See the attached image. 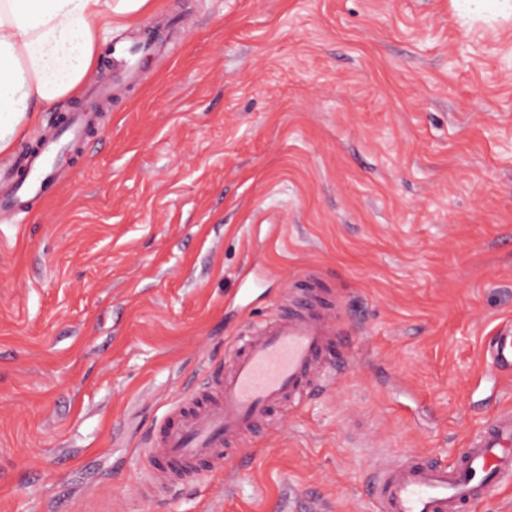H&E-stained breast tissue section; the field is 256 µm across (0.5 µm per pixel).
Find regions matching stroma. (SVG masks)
<instances>
[{
	"instance_id": "1",
	"label": "stroma",
	"mask_w": 512,
	"mask_h": 512,
	"mask_svg": "<svg viewBox=\"0 0 512 512\" xmlns=\"http://www.w3.org/2000/svg\"><path fill=\"white\" fill-rule=\"evenodd\" d=\"M148 20L135 74L94 67L98 136L0 214V512H377L380 459L452 463L512 409V0H154L112 35ZM307 272L335 383L141 497L137 445ZM489 366L501 374L512 372V325L501 326L489 345L486 352Z\"/></svg>"
}]
</instances>
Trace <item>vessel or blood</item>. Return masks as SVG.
<instances>
[{"mask_svg":"<svg viewBox=\"0 0 512 512\" xmlns=\"http://www.w3.org/2000/svg\"><path fill=\"white\" fill-rule=\"evenodd\" d=\"M154 47L149 39L138 49L116 40L108 54L132 72ZM93 122L92 112L75 109L56 133L25 149L17 162L28 175L0 191V210L13 208L23 197L31 202L44 198L55 185L60 158L90 144ZM287 301L285 311L251 323L235 337L223 364L170 406L147 442L149 478L140 485L142 496L162 497L171 486L193 482L202 467H223L248 433L275 423L284 408L302 404L313 384L334 379L347 338L325 290L318 280H296ZM486 357L492 370L512 372L511 324L497 330ZM506 482H512V412L489 420L453 464L415 458L382 463L367 490L379 512H473Z\"/></svg>","mask_w":512,"mask_h":512,"instance_id":"vessel-or-blood-1","label":"vessel or blood"}]
</instances>
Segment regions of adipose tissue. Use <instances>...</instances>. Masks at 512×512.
Here are the masks:
<instances>
[{
    "label": "adipose tissue",
    "instance_id": "ef3b65f1",
    "mask_svg": "<svg viewBox=\"0 0 512 512\" xmlns=\"http://www.w3.org/2000/svg\"><path fill=\"white\" fill-rule=\"evenodd\" d=\"M151 0H0V154L46 106L79 94L116 16Z\"/></svg>",
    "mask_w": 512,
    "mask_h": 512
}]
</instances>
